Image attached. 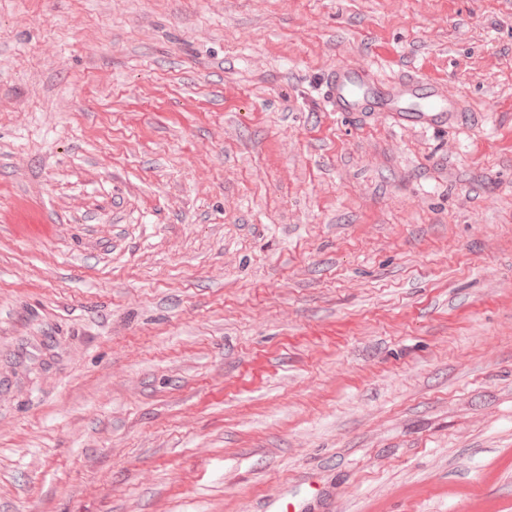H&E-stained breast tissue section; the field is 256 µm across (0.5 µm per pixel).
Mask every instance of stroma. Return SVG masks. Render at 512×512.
I'll list each match as a JSON object with an SVG mask.
<instances>
[{"instance_id":"obj_1","label":"stroma","mask_w":512,"mask_h":512,"mask_svg":"<svg viewBox=\"0 0 512 512\" xmlns=\"http://www.w3.org/2000/svg\"><path fill=\"white\" fill-rule=\"evenodd\" d=\"M276 500L512 512V0H0V512ZM424 87L431 99L426 107L402 106ZM325 96L334 112H391L402 121L426 128L446 124L452 112L463 110L460 95L448 93L446 86L428 81L415 70L384 82L363 64L336 65L328 75Z\"/></svg>"}]
</instances>
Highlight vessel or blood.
Here are the masks:
<instances>
[{
	"mask_svg": "<svg viewBox=\"0 0 512 512\" xmlns=\"http://www.w3.org/2000/svg\"><path fill=\"white\" fill-rule=\"evenodd\" d=\"M425 92L429 103L421 109L407 108L405 102ZM326 100L336 112H389L399 119L426 128L446 124L451 113L462 111V98L447 87L427 81L409 70L392 81H382L362 64L342 63L329 73Z\"/></svg>",
	"mask_w": 512,
	"mask_h": 512,
	"instance_id": "b4317fda",
	"label": "vessel or blood"
}]
</instances>
